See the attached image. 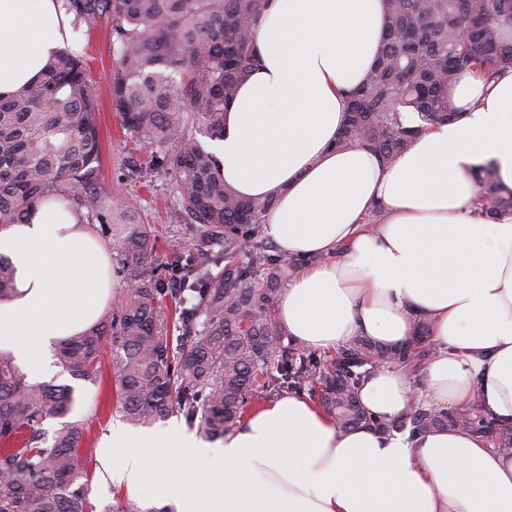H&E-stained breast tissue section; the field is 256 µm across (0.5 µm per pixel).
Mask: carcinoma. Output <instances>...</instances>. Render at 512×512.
<instances>
[{"mask_svg":"<svg viewBox=\"0 0 512 512\" xmlns=\"http://www.w3.org/2000/svg\"><path fill=\"white\" fill-rule=\"evenodd\" d=\"M61 2L88 32L112 23V104L121 125L152 148L149 171L173 181L178 222L200 225L224 248L222 257L199 250L181 269V287H164L153 272L159 230L135 222L137 203L123 196L122 182L99 184L97 93L86 64L70 51L55 53L36 79L0 95V226L64 198L82 222L103 225L126 283L107 318L59 342L62 369L98 384L109 337L115 412L133 425L178 412L205 439L233 430L249 399L288 388L318 394L342 431L366 422L356 368L419 364L427 327L390 349L361 338L326 359L289 349L274 298L312 259L269 253L262 224L273 202L226 185L205 143L224 136V112L260 66L253 30L266 0ZM384 3L386 38L367 79L347 94L336 145L366 147L391 164L431 126L461 116L451 96L461 73L491 82L512 70V42L503 36L512 0ZM475 182L488 217L512 211V191L490 165L476 167ZM15 276L0 255V299ZM169 295L178 307L164 304ZM73 404L71 389L32 382L0 355V512H89L86 422H64L50 437L44 429ZM411 425L416 433L446 428L448 413L419 408Z\"/></svg>","mask_w":512,"mask_h":512,"instance_id":"1","label":"carcinoma"}]
</instances>
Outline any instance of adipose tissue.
Returning <instances> with one entry per match:
<instances>
[{"label": "adipose tissue", "mask_w": 512, "mask_h": 512, "mask_svg": "<svg viewBox=\"0 0 512 512\" xmlns=\"http://www.w3.org/2000/svg\"><path fill=\"white\" fill-rule=\"evenodd\" d=\"M67 33L59 0H0V94L40 75ZM384 33L383 0H268L254 34L261 65L212 150L225 183L273 200L264 232L277 250L311 260L277 298L294 344L329 353L364 337L391 348L426 319L434 351L422 369L383 367L359 389L373 419L456 409L512 425V214L484 216L473 178L489 163L512 190V71L492 84L463 74L452 89L460 119L384 165L336 146L346 94ZM0 253L17 269L0 299V354L49 378L55 342L102 317L107 251L53 203L0 230ZM99 451L113 483L133 494L156 486L176 512H512V449L485 434L341 431L298 394L266 403L216 446L177 424L117 425Z\"/></svg>", "instance_id": "1"}]
</instances>
